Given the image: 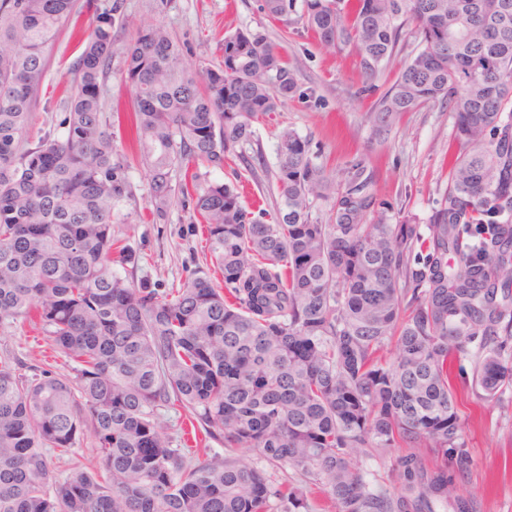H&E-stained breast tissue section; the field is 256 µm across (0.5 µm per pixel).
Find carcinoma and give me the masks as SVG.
<instances>
[{
	"instance_id": "obj_1",
	"label": "carcinoma",
	"mask_w": 512,
	"mask_h": 512,
	"mask_svg": "<svg viewBox=\"0 0 512 512\" xmlns=\"http://www.w3.org/2000/svg\"><path fill=\"white\" fill-rule=\"evenodd\" d=\"M293 2L261 9L279 20ZM76 7L0 0V320L37 321L72 371L0 360V512H309L307 484L336 512H434L471 469L448 361L476 344L483 392L512 385V0H303L302 26L326 49L353 46L371 83L405 30L419 40L373 123L431 103L455 116L460 154L425 237L391 223L362 170L326 174L294 129L267 166L253 123L299 87L265 35L228 33L222 61L190 71L165 29L139 32L122 75L153 217L191 197L211 263L163 293L112 237L131 196L103 94L118 6L94 7L80 38L63 130L22 146ZM230 156L272 177V221L190 171ZM316 199L331 202L325 224ZM170 409L224 454L193 458L165 431ZM88 433L97 466L57 477L48 453L72 457ZM366 448L407 449L397 490L366 482ZM421 448L453 472L427 468ZM257 458L300 485L274 486Z\"/></svg>"
}]
</instances>
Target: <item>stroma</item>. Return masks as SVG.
I'll list each match as a JSON object with an SVG mask.
<instances>
[{
	"instance_id": "1",
	"label": "stroma",
	"mask_w": 512,
	"mask_h": 512,
	"mask_svg": "<svg viewBox=\"0 0 512 512\" xmlns=\"http://www.w3.org/2000/svg\"><path fill=\"white\" fill-rule=\"evenodd\" d=\"M112 29V62L104 95L109 111L118 113L116 146L127 167L132 197L124 201L112 226L122 245L143 259V269L159 290L185 280L205 266V236L192 205L175 200L167 221L153 219L147 196L148 171L129 135L132 100L121 73L123 52L143 29L161 25L183 49L189 69L221 59L225 33L250 29L266 34L297 76L301 96L289 100L272 118L256 123L267 163H274L277 133L286 127L307 137L327 173L344 179L363 167L373 190L388 203L395 222L426 226L450 180L459 151L454 118L432 104L404 113L390 131L376 132L372 122L375 97L363 92L359 58L353 48L323 49L314 34L295 21L273 20L262 0H117ZM80 54L70 28H63L47 64L39 102L32 114L28 140L56 128L65 113L58 102L63 86L75 79ZM20 358L29 366L64 374V357L51 350L40 327L0 321V359ZM474 357L455 356L450 383L456 395L463 439L472 457L468 478L457 494L472 501L475 512H512V387L495 397L483 396L473 381ZM356 463L371 486L387 490L399 485L393 453L374 450Z\"/></svg>"
}]
</instances>
